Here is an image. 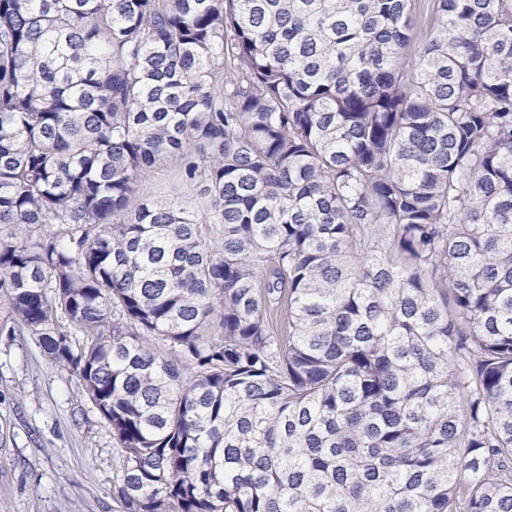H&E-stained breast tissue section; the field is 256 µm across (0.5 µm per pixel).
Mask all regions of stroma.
I'll return each mask as SVG.
<instances>
[{"instance_id": "stroma-1", "label": "stroma", "mask_w": 512, "mask_h": 512, "mask_svg": "<svg viewBox=\"0 0 512 512\" xmlns=\"http://www.w3.org/2000/svg\"><path fill=\"white\" fill-rule=\"evenodd\" d=\"M123 473L109 423L0 297V512H119Z\"/></svg>"}]
</instances>
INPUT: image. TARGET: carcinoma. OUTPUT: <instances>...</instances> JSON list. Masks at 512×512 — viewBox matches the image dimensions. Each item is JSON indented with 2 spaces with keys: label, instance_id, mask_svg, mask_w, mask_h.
Segmentation results:
<instances>
[{
  "label": "carcinoma",
  "instance_id": "carcinoma-1",
  "mask_svg": "<svg viewBox=\"0 0 512 512\" xmlns=\"http://www.w3.org/2000/svg\"><path fill=\"white\" fill-rule=\"evenodd\" d=\"M0 288L122 512H512V0H0Z\"/></svg>",
  "mask_w": 512,
  "mask_h": 512
}]
</instances>
